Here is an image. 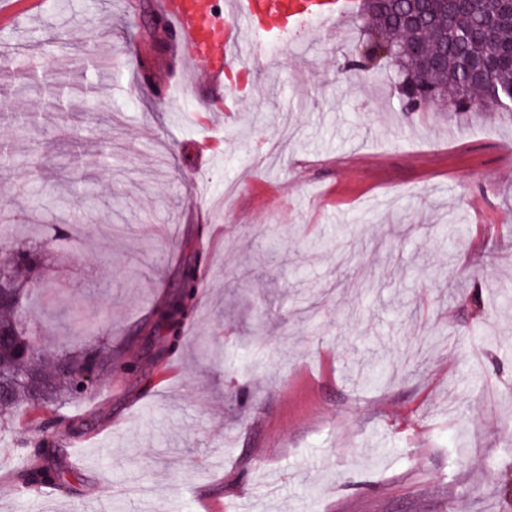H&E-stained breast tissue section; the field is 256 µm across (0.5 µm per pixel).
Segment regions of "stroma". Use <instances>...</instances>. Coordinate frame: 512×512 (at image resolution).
Returning <instances> with one entry per match:
<instances>
[{
  "instance_id": "1",
  "label": "stroma",
  "mask_w": 512,
  "mask_h": 512,
  "mask_svg": "<svg viewBox=\"0 0 512 512\" xmlns=\"http://www.w3.org/2000/svg\"><path fill=\"white\" fill-rule=\"evenodd\" d=\"M155 10L45 0L0 32V55L55 54L94 87L74 139L25 69L0 84V225L52 223L71 181L95 192L91 224L34 240L83 325L47 330L34 298L31 340L113 358L45 436L64 487L17 480L44 438L28 407L0 425V512H512V114H406L385 76L337 80L351 18L185 94L198 68L148 29ZM93 35L111 74L81 70ZM19 113L76 167L30 180ZM196 248L192 333L153 362L139 330ZM375 356L382 382L357 380Z\"/></svg>"
}]
</instances>
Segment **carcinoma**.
Listing matches in <instances>:
<instances>
[{
    "instance_id": "1",
    "label": "carcinoma",
    "mask_w": 512,
    "mask_h": 512,
    "mask_svg": "<svg viewBox=\"0 0 512 512\" xmlns=\"http://www.w3.org/2000/svg\"><path fill=\"white\" fill-rule=\"evenodd\" d=\"M357 20L369 37L346 53L337 77L369 76L385 63L397 84L403 112H424L447 103L455 112H512V3L509 0H463L450 18L445 0H360ZM432 66L418 77V58ZM488 61L479 78L464 76L466 65ZM64 208L93 202L86 188L60 196ZM0 415L27 405L41 414L46 428L61 419L56 411L84 392L83 376L103 369L112 354L103 350H68L47 356L35 352L25 329L18 327L26 299L45 288L40 255L12 250L0 257ZM202 254L183 263L177 285L152 310L147 334L158 342L156 360L174 355L185 341L184 328L195 310ZM65 470L50 442L40 441L34 460L18 471L27 487H59Z\"/></svg>"
}]
</instances>
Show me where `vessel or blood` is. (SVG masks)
Listing matches in <instances>:
<instances>
[{"label":"vessel or blood","mask_w":512,"mask_h":512,"mask_svg":"<svg viewBox=\"0 0 512 512\" xmlns=\"http://www.w3.org/2000/svg\"><path fill=\"white\" fill-rule=\"evenodd\" d=\"M354 0H157L179 43L203 64L211 86L224 84L227 71L243 68L244 36L276 40L303 22L325 25L350 16Z\"/></svg>","instance_id":"1"}]
</instances>
